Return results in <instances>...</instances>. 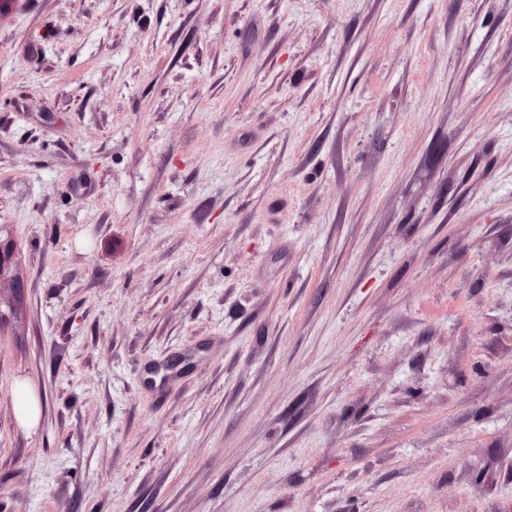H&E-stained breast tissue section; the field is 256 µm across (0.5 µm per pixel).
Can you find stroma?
<instances>
[{
    "label": "stroma",
    "mask_w": 512,
    "mask_h": 512,
    "mask_svg": "<svg viewBox=\"0 0 512 512\" xmlns=\"http://www.w3.org/2000/svg\"><path fill=\"white\" fill-rule=\"evenodd\" d=\"M0 231V512H512V0H15Z\"/></svg>",
    "instance_id": "obj_1"
}]
</instances>
